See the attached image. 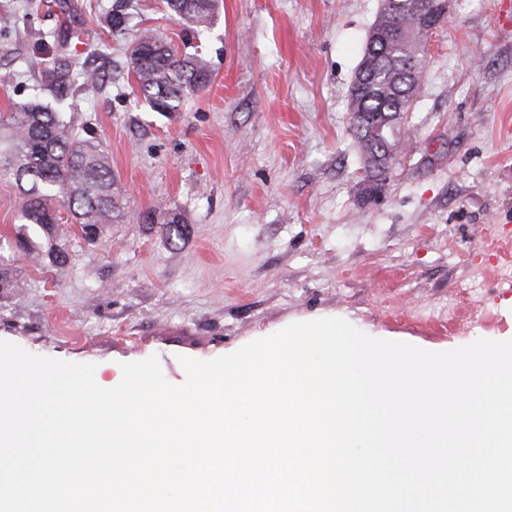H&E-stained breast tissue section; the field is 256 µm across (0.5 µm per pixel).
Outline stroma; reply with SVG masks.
I'll return each mask as SVG.
<instances>
[{
    "instance_id": "1",
    "label": "stroma",
    "mask_w": 512,
    "mask_h": 512,
    "mask_svg": "<svg viewBox=\"0 0 512 512\" xmlns=\"http://www.w3.org/2000/svg\"><path fill=\"white\" fill-rule=\"evenodd\" d=\"M50 0L0 29V114L26 101L71 33L77 69L105 87L70 114L103 142L120 216L84 242L62 219L24 223L0 177V340L68 362L213 359L288 323L347 314L416 346L512 338V0H449L425 48L414 137L377 198L366 194L348 94L380 0H222L196 35L164 0ZM143 32L199 53L213 78L179 111L149 109L127 62ZM184 237L168 236L166 215ZM30 254L16 251V234ZM69 246L66 264L51 246Z\"/></svg>"
}]
</instances>
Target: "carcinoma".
Instances as JSON below:
<instances>
[{"label": "carcinoma", "instance_id": "1", "mask_svg": "<svg viewBox=\"0 0 512 512\" xmlns=\"http://www.w3.org/2000/svg\"><path fill=\"white\" fill-rule=\"evenodd\" d=\"M172 13L198 33L210 28L218 0H165ZM437 0H403L377 14L372 27L386 40L363 81L350 89V127L363 125L357 140L361 151H400L412 132L395 119L402 99L417 94L423 78L420 56L427 34L414 22ZM129 64L139 93L155 112H176L185 94L211 81L207 63L198 55L180 52L171 43L145 32L132 43ZM101 74L77 70L70 55L44 60L38 93L0 117V176L15 181L20 212L28 224L47 229L59 223L57 208H65L80 228L100 233L112 223L117 209L108 153L93 135L74 132L61 113L45 100L71 105L82 90L100 89Z\"/></svg>", "mask_w": 512, "mask_h": 512}]
</instances>
